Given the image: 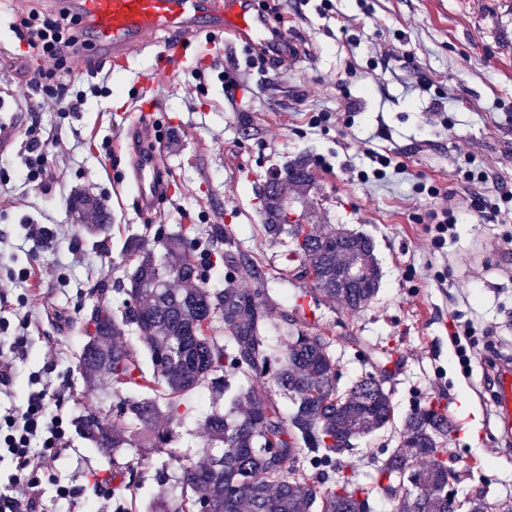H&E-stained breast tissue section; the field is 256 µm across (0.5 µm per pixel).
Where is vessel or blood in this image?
Returning <instances> with one entry per match:
<instances>
[{"label":"vessel or blood","mask_w":512,"mask_h":512,"mask_svg":"<svg viewBox=\"0 0 512 512\" xmlns=\"http://www.w3.org/2000/svg\"><path fill=\"white\" fill-rule=\"evenodd\" d=\"M249 4L250 0H77L76 10L97 39L102 63L120 66L160 29L170 34L166 52L172 58L185 59L189 40L203 19L211 29L231 33L246 44H258L269 25L251 11ZM156 123L155 112H137L129 126L131 139L136 141L152 133ZM128 180L135 188L141 212H151L166 195L156 151L133 150ZM496 408L502 426H512V370L507 368L497 374Z\"/></svg>","instance_id":"obj_1"}]
</instances>
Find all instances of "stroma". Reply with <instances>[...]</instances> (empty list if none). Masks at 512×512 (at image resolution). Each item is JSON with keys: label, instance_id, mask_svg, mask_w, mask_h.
I'll use <instances>...</instances> for the list:
<instances>
[{"label": "stroma", "instance_id": "1", "mask_svg": "<svg viewBox=\"0 0 512 512\" xmlns=\"http://www.w3.org/2000/svg\"><path fill=\"white\" fill-rule=\"evenodd\" d=\"M279 0L272 17L299 45L296 56L258 70L247 64V46L233 35L200 33L186 59L175 63L160 51L166 31L127 63L100 66V48L88 42L70 63V92L83 97L76 112L62 111L38 95L35 69L54 68L22 37L19 21L31 14L56 15L46 0H0V124L17 131L0 152V337L23 336L28 357L19 363L0 412L22 401L30 376L51 384L50 406L74 422L84 405L111 414V384L85 395L79 356L83 329L93 307H121L116 286L124 277L121 247L132 233L155 236L187 226L221 224L238 249L269 270L288 268L283 247L271 243L261 224L260 192L287 161L304 158L312 183L297 207L314 224L362 232L375 242L382 272L372 303L358 312L310 298L309 328L332 329L340 388L369 371L362 346L376 349L390 375L395 419L382 431L344 452V464L360 478L373 473L381 450L399 447L403 420L416 405H438L448 414L456 457L459 501L486 488L489 502H512V439L496 414L484 375L512 363V254L495 250L512 222L462 223L450 245L427 246L425 225L412 221L430 200L416 182L466 198L470 187L459 170V150L494 176L487 191H512V0ZM235 85H226L225 75ZM433 81L441 98L418 96L411 85ZM351 105L354 123L337 124L320 111ZM444 105L447 126L426 121ZM156 108L163 128L154 142L169 183L152 212L137 207L123 180L137 109ZM38 122L49 164L42 184L26 178L24 131ZM400 153L407 174L385 183L361 181L368 151ZM100 201L112 216L104 235H88L72 210L74 195ZM31 224H53L57 236L44 243L27 236ZM29 280H22L23 271ZM29 316L28 327L19 319ZM470 319L471 364L461 367L452 333L455 320ZM206 389L185 393L186 414L176 429L177 452L203 461ZM120 462L140 476L137 512H148L157 491L155 469L177 460L123 449ZM111 454L78 431L69 448L41 477L47 512H112ZM81 485L74 504L55 500L57 485Z\"/></svg>", "mask_w": 512, "mask_h": 512}]
</instances>
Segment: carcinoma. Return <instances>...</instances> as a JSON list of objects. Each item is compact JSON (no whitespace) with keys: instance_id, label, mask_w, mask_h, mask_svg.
<instances>
[{"instance_id":"cac0c4a2","label":"carcinoma","mask_w":512,"mask_h":512,"mask_svg":"<svg viewBox=\"0 0 512 512\" xmlns=\"http://www.w3.org/2000/svg\"><path fill=\"white\" fill-rule=\"evenodd\" d=\"M284 180L307 186L306 163L284 167ZM263 225L270 241L289 252L294 278L307 280L332 303L355 312L367 307L379 290L381 270L374 245L365 235L332 224H285L278 183L263 190ZM71 209L81 218L92 211L100 222L92 234L110 229L109 213L96 199L77 195ZM225 244L224 288L201 285L206 258L182 231L156 239L162 261L143 235L126 237V295L120 309L95 308V330L84 328L80 355L85 383L108 379L117 387L135 386L146 395L125 396L112 408L113 418L87 409L80 433L102 451L143 448L176 454L174 425L182 420L180 396L198 387L211 393L203 421L208 459H190L174 475L157 469L161 492L150 512H365L376 496L394 504V512H457L448 499V474L455 458L444 444L448 416L431 407L410 410L403 421L401 445L377 460L367 482L337 455L394 420L389 377L369 372L342 391L337 385L335 337L311 334L301 320L281 314V348L268 350L261 328L273 305L267 288L274 279L263 264L232 249L222 224L205 229ZM134 332L144 342L153 367L146 374L120 339ZM290 400L284 414L278 397ZM131 426L118 429L115 422ZM140 482L129 476L130 496L115 502L114 512H133Z\"/></svg>"}]
</instances>
